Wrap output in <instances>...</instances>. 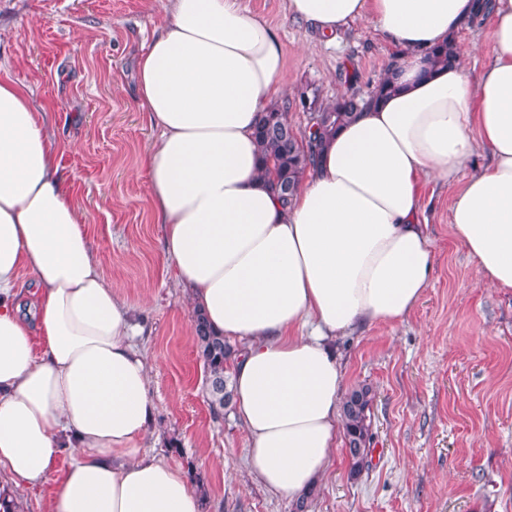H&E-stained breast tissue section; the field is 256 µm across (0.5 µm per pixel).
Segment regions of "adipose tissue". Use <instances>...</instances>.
Here are the masks:
<instances>
[{
    "mask_svg": "<svg viewBox=\"0 0 512 512\" xmlns=\"http://www.w3.org/2000/svg\"><path fill=\"white\" fill-rule=\"evenodd\" d=\"M286 13L323 35L364 18L400 48L397 90L338 130L290 203L265 181L254 135L283 96L282 46L236 0H166L137 101L159 131L145 164L163 253L239 347L228 374L250 474L293 501L339 442L336 341L402 321L431 284L426 181L457 183L456 239L486 285L512 290V0H492L476 75L465 50L444 68L426 58L474 20V0H286ZM480 146L490 162L468 170ZM62 155L24 85L0 79V470L18 486L56 482L47 512H200L186 475L146 452L139 330L58 177Z\"/></svg>",
    "mask_w": 512,
    "mask_h": 512,
    "instance_id": "obj_1",
    "label": "adipose tissue"
}]
</instances>
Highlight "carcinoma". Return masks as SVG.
<instances>
[{"mask_svg": "<svg viewBox=\"0 0 512 512\" xmlns=\"http://www.w3.org/2000/svg\"><path fill=\"white\" fill-rule=\"evenodd\" d=\"M427 56L434 66H446L456 60L453 49L446 44L430 49ZM392 91L390 81L385 77L364 97L353 94L326 103L321 98L319 88L307 84L297 92L293 101L287 100L276 108L260 113L255 136L261 150L263 173L271 189L283 202H290L299 188L305 168L317 161L326 139L362 107ZM292 103L306 112L308 117L305 129L299 133L287 120L288 108ZM193 321L199 355L208 373L209 406L214 414L219 415L233 401V390L228 388V377L224 371L235 349L224 337L213 332L201 313L194 312ZM375 397L373 387L363 384L351 388L343 401L345 438L354 474L360 473L367 463Z\"/></svg>", "mask_w": 512, "mask_h": 512, "instance_id": "carcinoma-1", "label": "carcinoma"}]
</instances>
